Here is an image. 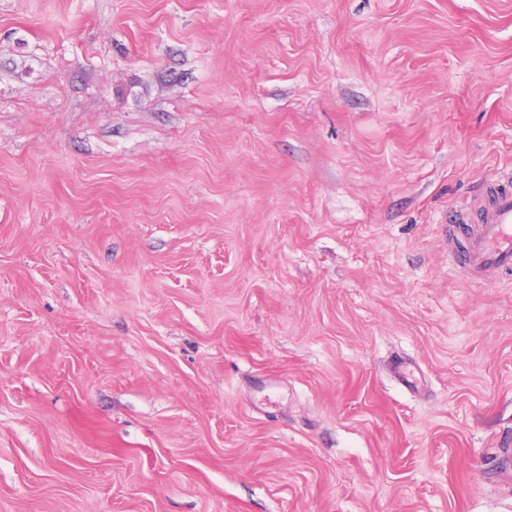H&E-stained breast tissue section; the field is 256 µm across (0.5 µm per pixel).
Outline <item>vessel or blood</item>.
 <instances>
[{"label":"vessel or blood","mask_w":512,"mask_h":512,"mask_svg":"<svg viewBox=\"0 0 512 512\" xmlns=\"http://www.w3.org/2000/svg\"><path fill=\"white\" fill-rule=\"evenodd\" d=\"M449 221L472 227L465 261L473 272L512 271V165L496 172L477 209L452 212Z\"/></svg>","instance_id":"1"}]
</instances>
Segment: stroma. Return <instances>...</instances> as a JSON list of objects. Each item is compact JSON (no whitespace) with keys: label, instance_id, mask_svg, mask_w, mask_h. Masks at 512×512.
<instances>
[{"label":"stroma","instance_id":"1","mask_svg":"<svg viewBox=\"0 0 512 512\" xmlns=\"http://www.w3.org/2000/svg\"><path fill=\"white\" fill-rule=\"evenodd\" d=\"M512 0H0V512H512ZM448 224H474L465 253L473 272L512 271V165L496 172L477 209L452 212Z\"/></svg>","mask_w":512,"mask_h":512}]
</instances>
